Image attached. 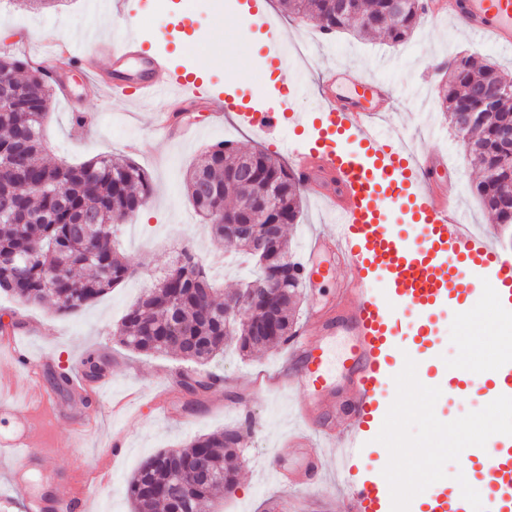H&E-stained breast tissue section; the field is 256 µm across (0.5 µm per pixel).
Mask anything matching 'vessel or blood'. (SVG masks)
<instances>
[{"instance_id":"obj_1","label":"vessel or blood","mask_w":512,"mask_h":512,"mask_svg":"<svg viewBox=\"0 0 512 512\" xmlns=\"http://www.w3.org/2000/svg\"><path fill=\"white\" fill-rule=\"evenodd\" d=\"M459 20L465 32L487 37L491 44L512 48V0H448L444 10ZM265 34L281 70H289L291 56L282 52V31L265 20ZM109 47L115 66L110 80L95 78L97 87L111 89L114 99L130 96L142 105L166 98L188 110L199 101L211 99L223 110L221 97L188 75L170 70L165 58L140 52L135 33L129 32L105 43L98 27L87 30L83 48L60 42L54 55L70 64L91 61L92 52ZM138 57L140 76L135 85L124 77V62ZM348 77L349 91L337 93V76ZM322 99L321 135L312 141L285 142L292 159V171L302 188L321 194L329 205L333 222L328 231L309 242L305 267L306 284L328 276L319 257L335 252L347 270L336 289L330 314H312L307 327L291 336L285 346L289 370L284 376L289 387L301 391L304 399L295 414L306 425L305 433L294 437L301 453L304 475L318 472L322 459L334 462L342 512H389L397 497L389 472L367 478L361 461L369 436L382 414L384 394L397 378L416 365L401 353L393 333L400 315L421 313L413 335L428 340L432 332L430 312L446 305L449 283L465 280L471 272L491 275L492 291L498 301L512 306V250L497 247L467 224L455 193L438 183V169L444 157H431L406 148L392 139L382 121L393 106L394 90L374 77L351 76L348 68L328 71L320 89ZM294 104L293 93H284L279 107L243 113V120L264 135L278 133L285 124L286 110ZM164 140L189 143L200 137L202 127L176 124L173 115L158 119ZM356 149H349V142ZM391 209L407 210L410 223L405 233L394 232L380 217ZM348 341L340 372L329 368L326 343L330 336ZM0 350L28 368H39L42 355L30 354L16 339L0 343ZM348 386L347 411L338 430H322L324 446L314 447L308 435L316 428L314 415L332 402L338 380ZM28 402L58 412L50 390L35 380H0V416L14 418L21 403ZM494 449L496 463L486 477L472 473L474 458ZM459 458L465 476L455 497H448L444 481H436L428 496L427 512H458V505L479 496L495 505V512H512V447L503 445L500 435L462 449ZM0 463L9 465L12 479L29 471H50L53 453L43 447L34 422L0 434ZM91 495H55L33 499L29 512H86Z\"/></svg>"}]
</instances>
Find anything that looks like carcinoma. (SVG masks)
Returning a JSON list of instances; mask_svg holds the SVG:
<instances>
[{"label":"carcinoma","mask_w":512,"mask_h":512,"mask_svg":"<svg viewBox=\"0 0 512 512\" xmlns=\"http://www.w3.org/2000/svg\"><path fill=\"white\" fill-rule=\"evenodd\" d=\"M338 0H282L288 12L312 18L329 32L352 28L365 36H382L400 45L419 24L420 0H403L399 12L390 0H353L350 12ZM439 70L448 74L438 92L442 112L465 148L471 165L481 173L473 186L485 211L500 227H512V150L501 132L512 130V95L504 91L512 80L496 66H478L471 57L455 55ZM26 72L21 96L0 106V292L27 304L48 299L58 311L74 312L108 293L133 274L115 252L112 235L117 217L136 214L151 198L147 172L135 162L108 155L79 165L42 161V127L53 88L45 73L12 56L0 55V74ZM493 99L495 112L479 125L464 113L477 110L482 98ZM270 181L279 192L272 203V220L279 236L271 252H253L247 239L224 245L249 255L256 267L240 287L216 300L205 266L189 252L177 258L178 277L162 276L121 318L117 342L145 354L174 353L204 364L235 346L241 355L267 346L283 345L295 333L291 309L279 310L278 326L261 332L259 321L276 304L270 280L276 270L288 302L298 301L302 266L294 260L285 226L299 223L302 188L288 165L261 149L242 154L226 141L205 151L190 169L186 187L198 216L224 241V225L246 224L263 210L261 189ZM238 319L225 325L224 308ZM216 386L215 377L189 376L184 390L202 396ZM244 428L232 427L195 439L181 451H162L132 476L127 494L136 512H201L208 502L234 488L241 468ZM207 458L219 482L195 479L190 470Z\"/></svg>","instance_id":"1"}]
</instances>
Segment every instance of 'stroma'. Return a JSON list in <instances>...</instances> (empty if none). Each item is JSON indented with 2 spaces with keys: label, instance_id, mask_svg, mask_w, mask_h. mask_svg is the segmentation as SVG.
Returning a JSON list of instances; mask_svg holds the SVG:
<instances>
[{
  "label": "stroma",
  "instance_id": "obj_1",
  "mask_svg": "<svg viewBox=\"0 0 512 512\" xmlns=\"http://www.w3.org/2000/svg\"><path fill=\"white\" fill-rule=\"evenodd\" d=\"M93 0H66L65 5L35 10L26 0H0V52L6 51L41 69L55 67L52 55L59 38L79 43L88 25L99 27L106 39L123 33L111 14L94 10ZM281 25L287 42L305 41L306 52L293 78L300 87L295 101L297 121L288 122L278 138L258 134L232 116L208 129L203 139L188 147L163 145L153 124L154 114L169 111L167 100L142 108L136 101L114 102L111 94L89 86L76 69H61L63 91L54 93L44 123L45 158L52 163L75 165L100 155L132 158L150 175L154 192L148 203L118 226L120 254L136 270L130 278L97 301L71 314L59 313L55 303L26 306L0 296V334L14 331L37 353L51 358L52 372L71 373L88 355H96L107 378L104 395L82 399L70 387L55 389L64 410L87 416L98 438L80 436L67 419L49 412L35 418L44 440L56 455L55 471L27 481L9 483L0 470V512H26L30 498L43 492L71 494L98 478L105 465L110 479L94 507L95 512H134L126 493L135 471L151 456L166 449L188 446L194 439L239 425L231 405L249 381L274 375L283 346L240 356L234 351L203 365L174 354L146 355L117 343L113 330L127 308L156 280L172 270L176 248L195 254L209 265L210 275L224 291L237 288L239 273L214 263L218 250L210 228L198 217L186 190L190 166L210 145L228 140L241 150L262 149L280 155V142L311 140L320 129L321 99L316 88L334 65L371 74L394 85L396 100L384 126L404 139H417L424 151L440 150L456 172L460 204L475 229L503 244L472 187L478 173L468 164L460 141L440 109L438 87L442 75L434 58L467 53L478 62L497 64L512 74V49L501 50L486 40L467 34L453 19L421 22L409 40L394 47L380 38L363 39L336 32L331 45L319 41L313 22L284 15L278 0H263ZM246 0H197L186 9L185 0H131L133 27L147 49L170 55L182 69L203 72L216 92L231 94L254 108L275 107L281 101L283 78L265 46L261 21L246 11ZM220 33L226 54L216 59L204 40ZM137 152H129L130 144ZM311 194L303 196L299 223L287 233L296 261L307 258L310 238L329 224ZM469 304L473 317L461 321L460 304ZM490 292L462 295L436 312L430 346L438 370L447 371L467 358H484L489 347L503 340L501 325L492 317ZM215 375L221 384L201 398L187 395L179 373ZM168 410L156 407V399ZM498 400L474 379L466 393L449 383H437L423 368L404 373L388 397L386 416L366 445L362 469L372 474L388 469L392 478L404 480L418 470L419 493H426L435 478L455 484L461 478L458 451L477 442L487 432L505 431L499 420L488 419ZM293 402L277 389L252 395L248 411L253 419L245 438L243 463L236 488L215 502L210 512H340L333 473L305 490L278 482L269 474L272 461L282 470L299 468L298 450L288 439L293 423Z\"/></svg>",
  "mask_w": 512,
  "mask_h": 512
}]
</instances>
